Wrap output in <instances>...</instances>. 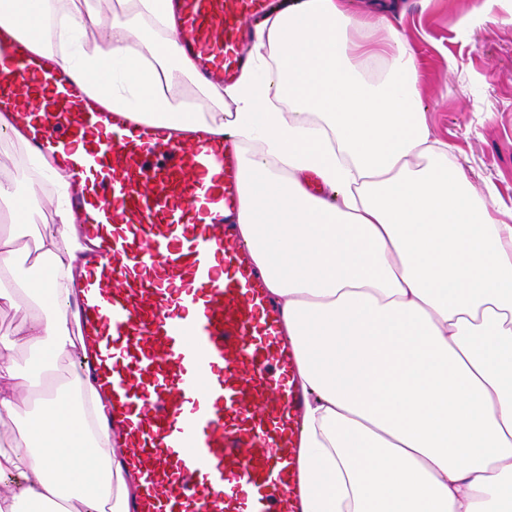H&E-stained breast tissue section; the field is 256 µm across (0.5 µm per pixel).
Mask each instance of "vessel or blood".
<instances>
[{
  "label": "vessel or blood",
  "instance_id": "obj_1",
  "mask_svg": "<svg viewBox=\"0 0 512 512\" xmlns=\"http://www.w3.org/2000/svg\"><path fill=\"white\" fill-rule=\"evenodd\" d=\"M201 81L251 65L250 29L288 0H171ZM42 25L0 28V143L22 132L98 247L77 281L78 334L107 398L128 512H300L296 353L237 233L236 158L92 96L103 80L31 52Z\"/></svg>",
  "mask_w": 512,
  "mask_h": 512
}]
</instances>
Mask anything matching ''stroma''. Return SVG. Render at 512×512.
<instances>
[{"mask_svg": "<svg viewBox=\"0 0 512 512\" xmlns=\"http://www.w3.org/2000/svg\"><path fill=\"white\" fill-rule=\"evenodd\" d=\"M356 0L364 16L389 17L424 67L422 106L435 138L461 153L477 185L491 184L512 211V0ZM15 184L53 228L58 194L21 142L0 147V181Z\"/></svg>", "mask_w": 512, "mask_h": 512, "instance_id": "stroma-1", "label": "stroma"}]
</instances>
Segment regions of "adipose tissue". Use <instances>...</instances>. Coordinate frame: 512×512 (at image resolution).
<instances>
[{"label":"adipose tissue","instance_id":"ef3b65f1","mask_svg":"<svg viewBox=\"0 0 512 512\" xmlns=\"http://www.w3.org/2000/svg\"><path fill=\"white\" fill-rule=\"evenodd\" d=\"M91 58L112 110L203 123L239 156L238 233L296 345L306 396L302 512H512V223L453 146L434 139L421 65L386 17L351 0H298L256 32L255 63L224 89L198 83L169 0H119ZM195 85L211 111L188 105ZM45 287L0 234V302L26 298L41 376L76 351L71 283L85 250L62 221L40 239ZM18 338L0 336V415L16 406ZM0 449V512H127L107 406L71 373Z\"/></svg>","mask_w":512,"mask_h":512}]
</instances>
